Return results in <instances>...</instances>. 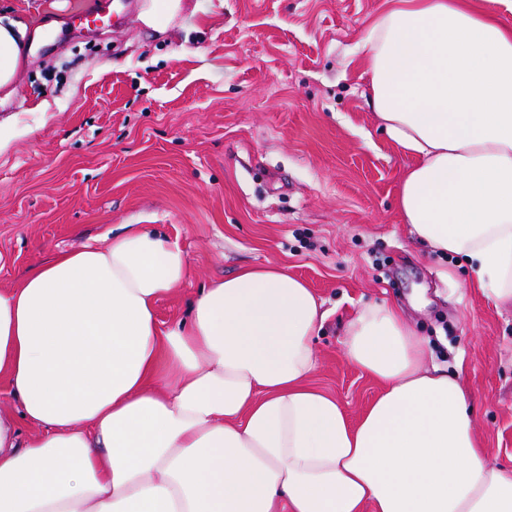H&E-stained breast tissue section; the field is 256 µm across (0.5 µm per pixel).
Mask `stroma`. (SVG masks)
<instances>
[{
	"instance_id": "35a3bbf8",
	"label": "stroma",
	"mask_w": 512,
	"mask_h": 512,
	"mask_svg": "<svg viewBox=\"0 0 512 512\" xmlns=\"http://www.w3.org/2000/svg\"><path fill=\"white\" fill-rule=\"evenodd\" d=\"M384 0H182L165 31L75 29L97 0H0L42 27L0 102V289L124 224L178 240L191 274L157 304L185 318L210 279L273 263L330 316L310 386L358 419L381 390L347 358L362 306H399L460 376L492 463L512 467V308L468 264L412 240L397 191L411 160L380 128L359 46Z\"/></svg>"
}]
</instances>
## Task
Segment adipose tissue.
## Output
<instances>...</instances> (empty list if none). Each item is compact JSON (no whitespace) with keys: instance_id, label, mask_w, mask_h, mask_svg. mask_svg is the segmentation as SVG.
<instances>
[{"instance_id":"1","label":"adipose tissue","mask_w":512,"mask_h":512,"mask_svg":"<svg viewBox=\"0 0 512 512\" xmlns=\"http://www.w3.org/2000/svg\"><path fill=\"white\" fill-rule=\"evenodd\" d=\"M29 36L0 15V89ZM362 63L415 160L410 235L512 307V28L469 0H386ZM190 273L178 242L125 224L0 290V512H512V467L489 463L466 387L428 368L397 306L347 325L348 359L382 384L353 422L307 384L327 313L302 280L243 267L161 328L158 299Z\"/></svg>"}]
</instances>
